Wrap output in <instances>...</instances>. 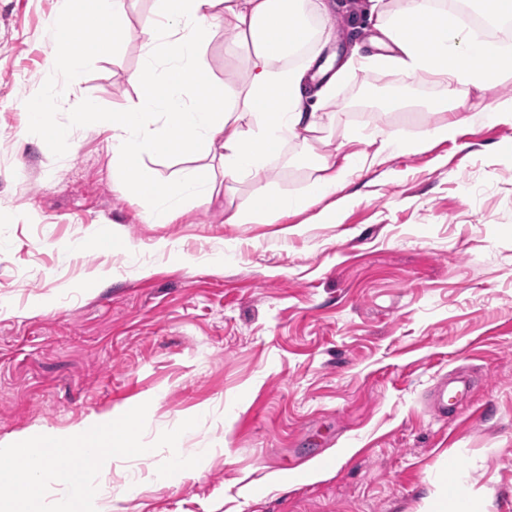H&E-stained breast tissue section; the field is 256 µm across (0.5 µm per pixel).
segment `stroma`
I'll return each instance as SVG.
<instances>
[{"label": "stroma", "mask_w": 512, "mask_h": 512, "mask_svg": "<svg viewBox=\"0 0 512 512\" xmlns=\"http://www.w3.org/2000/svg\"><path fill=\"white\" fill-rule=\"evenodd\" d=\"M340 58L370 47L371 0H335ZM82 0H0V441L116 419L149 406L146 439L197 415L178 451L211 456L182 484L145 481L97 512H433L448 494L473 512H512V125L483 109L512 98V77L471 96L454 138L392 150L321 204L271 224H228L224 194L148 223L112 162L111 113L142 93L139 24L126 0L114 50L77 87L52 66L58 19ZM215 27L213 79L235 86L242 53ZM425 75L371 70L337 84L336 130L285 145L272 189L298 194L311 152L369 151L379 131L418 139L444 112ZM94 120L42 147L31 101L66 125L77 102ZM161 191L203 153L146 161ZM112 233L106 252L87 239ZM168 250H157L159 240ZM470 378L440 417L428 395Z\"/></svg>", "instance_id": "35a3bbf8"}]
</instances>
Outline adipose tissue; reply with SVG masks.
Listing matches in <instances>:
<instances>
[{"mask_svg":"<svg viewBox=\"0 0 512 512\" xmlns=\"http://www.w3.org/2000/svg\"><path fill=\"white\" fill-rule=\"evenodd\" d=\"M124 7L125 0H85L82 12L63 15L59 25L66 36L55 47V69L78 81L96 49L74 42L72 32L112 27ZM333 9L332 0H151L140 29L142 63L129 77L144 93L111 117L113 162L149 223H169L182 199L207 204L220 189L225 223L260 224L336 194L347 177L373 164V156L361 151L340 159L318 153L317 175L304 192H267L270 163L288 142L306 143L336 127L334 113L307 103L316 55L297 65L287 62L313 39H331V29H313L311 22L329 19ZM372 11L383 51L346 66L397 65L409 76L431 75L444 93L427 108L450 118L427 129L428 141L447 140L471 122L470 90H486L512 75L511 47L476 40L433 0H375ZM220 24L235 35L232 49L247 52L244 78L221 93L203 51L210 31ZM214 150L224 167L223 184H216L211 170L202 166L186 172L173 194L159 191L142 162L153 153L186 156ZM245 180L257 188L247 204L236 200L237 185Z\"/></svg>","mask_w":512,"mask_h":512,"instance_id":"adipose-tissue-1","label":"adipose tissue"}]
</instances>
